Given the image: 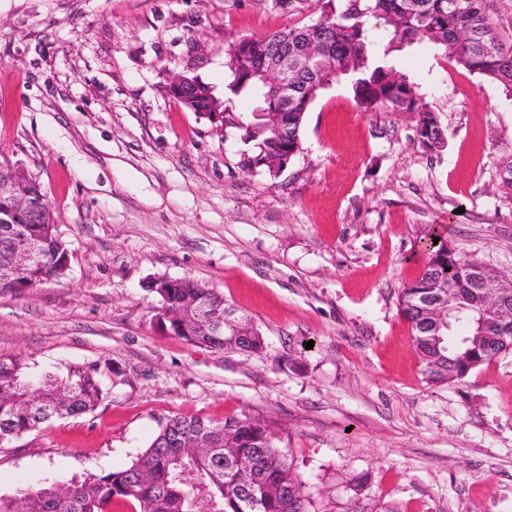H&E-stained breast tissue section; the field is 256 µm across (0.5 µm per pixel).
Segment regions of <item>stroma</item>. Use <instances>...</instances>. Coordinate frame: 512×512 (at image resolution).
<instances>
[{
	"instance_id": "obj_1",
	"label": "stroma",
	"mask_w": 512,
	"mask_h": 512,
	"mask_svg": "<svg viewBox=\"0 0 512 512\" xmlns=\"http://www.w3.org/2000/svg\"><path fill=\"white\" fill-rule=\"evenodd\" d=\"M320 0H0V162L42 185L65 277L0 292V356L112 366L90 414L0 446V495L127 467L168 418L248 416L307 481L314 512H512V356L424 379L398 297L448 234L512 273V197L496 189L512 98L425 47L396 57L439 116L441 153L406 112H363L347 83L312 103L278 178L167 92L223 95L224 48L301 27ZM158 277L213 289L258 352L162 331ZM367 476L354 495L346 482Z\"/></svg>"
}]
</instances>
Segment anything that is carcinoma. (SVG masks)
Here are the masks:
<instances>
[{"instance_id": "cac0c4a2", "label": "carcinoma", "mask_w": 512, "mask_h": 512, "mask_svg": "<svg viewBox=\"0 0 512 512\" xmlns=\"http://www.w3.org/2000/svg\"><path fill=\"white\" fill-rule=\"evenodd\" d=\"M391 38L377 48L376 34ZM306 42L321 47L328 66L291 77L307 91L288 101L282 111L272 86L258 75L257 60L275 49L298 50ZM432 47L471 73L502 85L512 97V46L499 39L487 12V0H324L320 17L303 27L285 28L259 39L243 38L224 52L228 92L252 103L247 116L224 104V130L245 146L247 166L272 175L269 160L292 161L301 150L306 113L320 92L346 79L353 99L363 112L389 109L408 112L416 123L421 145L432 153L445 147V130L417 87L406 74L387 62L395 52ZM264 112L281 113L284 133L274 131ZM497 189L512 196V145L502 149L496 170ZM44 224L16 221L0 224V268L7 267L15 248L37 240L36 262L19 276L0 277V291L23 293L66 275L63 259L67 244L52 227L51 213ZM427 261L421 275L404 286L398 304L411 324L415 348L425 379L433 384L459 382L497 356L512 354V318L498 310H481L477 289L471 287L470 257L446 237L425 244ZM457 283L453 298L443 294L442 308L451 309L447 325L435 344L427 330L424 296L448 281ZM159 311L175 336L193 345L216 349L259 351L262 334L249 320L235 341L224 342V312L230 305L210 288L180 279L169 288H157ZM191 314L193 325L182 328L169 320ZM487 336L498 337L492 352L483 349ZM112 366L98 362L73 364L60 377L31 370L22 356L0 357V442H11L38 432L54 420L93 412L107 395L105 379ZM206 440L210 453L195 456L189 444ZM258 475L259 507H247L242 481ZM205 487L210 512H310L307 483L273 444V435L260 421L229 418L214 421L202 416L174 417L163 424L152 442L124 469L88 472L67 482L45 479L40 487L15 496L0 495V512H111L112 502L124 501L131 512H197L195 491Z\"/></svg>"}]
</instances>
